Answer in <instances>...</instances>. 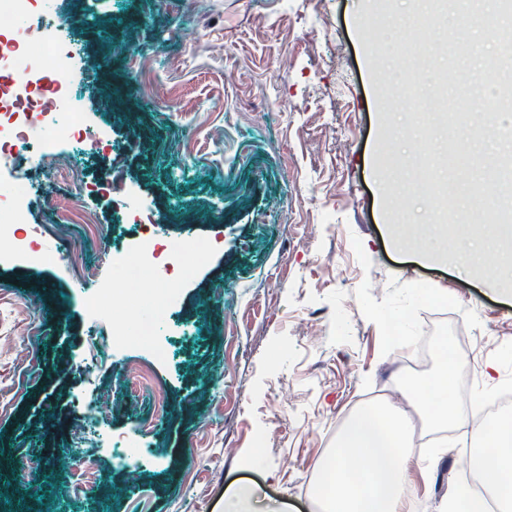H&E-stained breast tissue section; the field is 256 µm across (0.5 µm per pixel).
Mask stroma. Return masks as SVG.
Instances as JSON below:
<instances>
[{"label": "stroma", "instance_id": "35a3bbf8", "mask_svg": "<svg viewBox=\"0 0 512 512\" xmlns=\"http://www.w3.org/2000/svg\"><path fill=\"white\" fill-rule=\"evenodd\" d=\"M55 8L80 50L86 132L106 146L72 182L61 141L4 161L33 184L11 232L36 234L53 259L0 260V512H224L225 493L247 487L262 504L320 512L314 480L344 417L399 404L403 357L441 323L467 359L469 400L490 377L512 386V298L450 263L413 262L392 234L442 224L456 241L480 238L487 221L475 208L461 222L460 185L512 203V182L489 174L512 163V109L477 104L512 85L494 34L512 11L493 24L476 0H432L422 35L398 21L408 0ZM413 138L424 151L411 166ZM116 168L128 254L138 220L196 249L154 340L136 333L153 319L140 296L104 302L98 321L84 310L116 277L103 245L71 255L58 242L84 238L76 208L113 225L101 186ZM410 175L420 189L400 195ZM83 262L95 278L78 277ZM129 363L145 382L125 380ZM96 394L106 400L85 442L72 401ZM116 441L153 458L115 468ZM473 448L472 429L433 434L407 469L406 512H443Z\"/></svg>", "mask_w": 512, "mask_h": 512}]
</instances>
